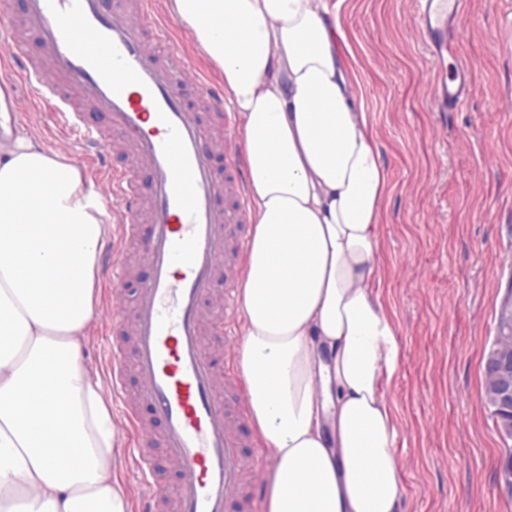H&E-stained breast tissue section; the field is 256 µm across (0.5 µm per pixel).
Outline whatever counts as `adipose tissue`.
<instances>
[{
	"label": "adipose tissue",
	"mask_w": 512,
	"mask_h": 512,
	"mask_svg": "<svg viewBox=\"0 0 512 512\" xmlns=\"http://www.w3.org/2000/svg\"><path fill=\"white\" fill-rule=\"evenodd\" d=\"M242 118L252 238L239 353L271 459L266 512H397V349L374 291L388 177L327 0H171ZM103 211L83 171L0 142V512H128L119 434L83 360ZM27 392L37 411L13 405Z\"/></svg>",
	"instance_id": "1"
}]
</instances>
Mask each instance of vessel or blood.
I'll use <instances>...</instances> for the list:
<instances>
[{"instance_id":"vessel-or-blood-1","label":"vessel or blood","mask_w":512,"mask_h":512,"mask_svg":"<svg viewBox=\"0 0 512 512\" xmlns=\"http://www.w3.org/2000/svg\"><path fill=\"white\" fill-rule=\"evenodd\" d=\"M468 0H413L419 34L434 61L459 49L458 27ZM24 21L39 37L31 58L19 42L0 53V85L29 82L56 128L78 135L101 172L100 199L117 227L102 253L108 319L102 355L114 416L128 436V470L139 490L136 512H250L260 497L259 453L245 452L238 427L248 416L234 344L239 335L238 282L249 249L250 188L235 162L238 129L224 109L222 85L190 75L179 48L158 53L176 37L173 18L153 0H26ZM472 70L437 75L433 103L441 112L464 107ZM107 113L111 132L90 123L80 103ZM122 153L125 166L112 157ZM151 177L142 196L138 170ZM147 233H139L140 223ZM151 271L133 304L121 300L129 254ZM221 293L224 367L215 371L206 302ZM137 390H129L127 374ZM147 405L160 422L140 417ZM179 482L168 487L164 469Z\"/></svg>"}]
</instances>
